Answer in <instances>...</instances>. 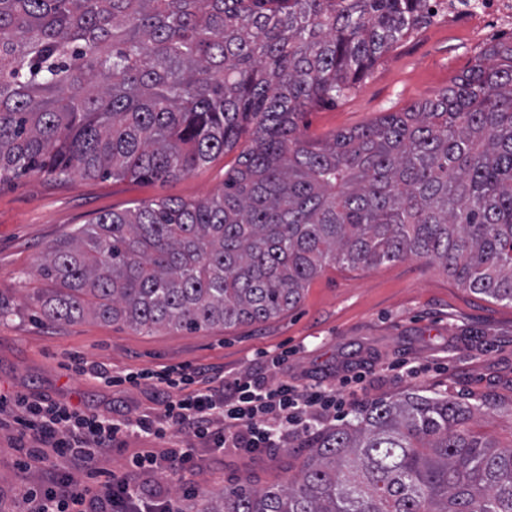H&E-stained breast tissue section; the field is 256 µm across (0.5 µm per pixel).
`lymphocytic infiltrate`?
Masks as SVG:
<instances>
[{
	"instance_id": "lymphocytic-infiltrate-1",
	"label": "lymphocytic infiltrate",
	"mask_w": 512,
	"mask_h": 512,
	"mask_svg": "<svg viewBox=\"0 0 512 512\" xmlns=\"http://www.w3.org/2000/svg\"><path fill=\"white\" fill-rule=\"evenodd\" d=\"M71 361L76 371L113 387L151 384L164 395L160 411L165 423L156 425L146 416L130 422L101 413L77 415L54 403L16 397V405L29 414L21 422L31 439L26 459L50 462L46 484L27 492L34 512H177L170 501L158 509L145 502L138 475L153 471L160 479L183 481L193 468L186 451L170 448L160 456H135L118 475L94 469L98 449L111 447L119 434L136 429L163 442L184 434L209 441L218 450L259 454L275 447L284 433L323 420L346 404L344 393L333 388L264 384L244 376L230 382L220 375L206 380L190 365L114 374L78 355ZM73 463L90 467L97 485L73 479L67 471Z\"/></svg>"
}]
</instances>
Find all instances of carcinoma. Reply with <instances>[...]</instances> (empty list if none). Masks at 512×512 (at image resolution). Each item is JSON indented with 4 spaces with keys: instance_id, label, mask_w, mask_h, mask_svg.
Instances as JSON below:
<instances>
[{
    "instance_id": "cac0c4a2",
    "label": "carcinoma",
    "mask_w": 512,
    "mask_h": 512,
    "mask_svg": "<svg viewBox=\"0 0 512 512\" xmlns=\"http://www.w3.org/2000/svg\"><path fill=\"white\" fill-rule=\"evenodd\" d=\"M431 0H0V182L191 174L47 245L41 316L150 335L264 323L326 267L409 258L512 304V42L435 98L322 140L298 121L430 24ZM417 391L313 435L298 475L197 512H512V448Z\"/></svg>"
}]
</instances>
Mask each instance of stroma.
Returning <instances> with one entry per match:
<instances>
[{
    "label": "stroma",
    "mask_w": 512,
    "mask_h": 512,
    "mask_svg": "<svg viewBox=\"0 0 512 512\" xmlns=\"http://www.w3.org/2000/svg\"><path fill=\"white\" fill-rule=\"evenodd\" d=\"M512 29L475 34L467 23L437 17L386 52L348 96L307 112L301 128L312 139L362 127L386 112L434 98L473 62L480 47L511 41ZM237 151L193 174L168 181L83 178L57 180L30 174L0 184V512H31L28 488L46 479L43 464L19 467L14 420L16 395L49 400L71 410L113 412L123 418L154 414L156 392L147 384L111 388L72 369L70 357L115 371L192 364L223 370L225 377L329 384L361 382L345 406L387 400L418 390L480 405L473 425L501 445L512 444V304L462 288L438 266L410 259L375 268L330 266L305 289L293 309L261 324L196 332L162 329L152 335L95 318L50 323L37 316V298L48 281L36 272L44 248L106 211L144 201L201 200L224 185ZM287 347V364L256 362L258 351ZM305 432L289 434L283 447L251 458L228 449L215 455L209 444L179 437L192 449L196 468L186 484L156 483L141 476L157 501L176 500L194 512V493H216L242 484L263 488L295 474ZM159 441L126 433L97 459L96 468L122 472L127 461Z\"/></svg>",
    "instance_id": "35a3bbf8"
}]
</instances>
